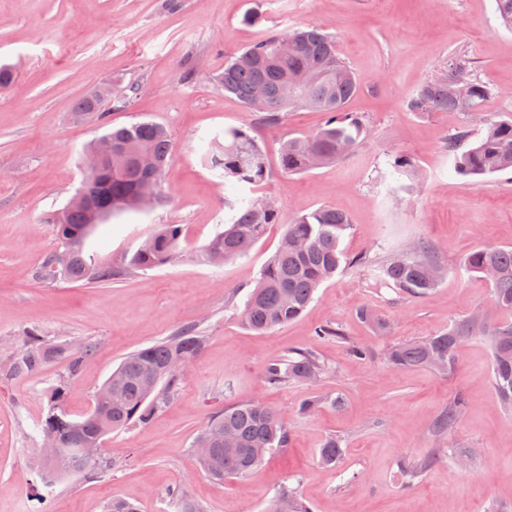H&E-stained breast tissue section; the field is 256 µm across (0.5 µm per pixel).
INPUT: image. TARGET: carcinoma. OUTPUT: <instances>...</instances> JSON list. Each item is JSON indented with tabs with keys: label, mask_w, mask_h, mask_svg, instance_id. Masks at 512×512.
Segmentation results:
<instances>
[{
	"label": "carcinoma",
	"mask_w": 512,
	"mask_h": 512,
	"mask_svg": "<svg viewBox=\"0 0 512 512\" xmlns=\"http://www.w3.org/2000/svg\"><path fill=\"white\" fill-rule=\"evenodd\" d=\"M224 93L235 96L250 112H258L266 123L278 126L288 110L298 105L312 107L327 114L322 128L308 136H290L280 142L279 160L288 173H305L332 164L343 154L354 150L369 135L360 119L344 111L345 103L359 90L357 79L343 61L336 38L318 26H308L286 33H271L261 40L233 53L224 60V71L218 74ZM470 92L469 107L482 110L488 88L470 76V63L457 58L448 70L421 85L408 102L413 112L461 111L456 89ZM139 93L129 84L100 100L93 91L78 98L72 119L78 122L95 118L105 120L110 112L125 109ZM112 139V157L102 161L106 179V198L112 201V213L131 210L128 202L135 196L149 194L154 203L161 201V177L173 150L169 130L153 121L115 126L103 133ZM454 171L464 177L492 176L512 171V120L488 127L481 138L470 140L469 132L458 130L446 142ZM142 151L157 161L156 172L143 170L135 155ZM206 163L216 171L224 184L231 187H253L267 174L265 155L250 127L224 130L223 141H216L204 155ZM231 217L198 251L197 262L219 266L245 255L280 222V212L269 198L254 199L235 195L224 201ZM63 219L55 214L47 222L56 225L58 244H70L73 251L66 266L52 269V254H47L35 276L42 281L96 284L110 282L128 270H148L172 262L180 250L181 229L177 224H163L118 265L97 263L85 256L84 243L89 235L86 209L67 204ZM350 228L348 216L328 207L303 214L285 225L283 238L274 254L261 268L254 288L244 303L242 318L251 331L264 334L278 325L299 318L314 300L317 289L353 263L342 248V240ZM440 267L426 245H418L376 267L375 281L392 286L414 298L427 295L442 280L429 269ZM470 273L484 274L491 268L496 277L489 280L495 308L512 316V247L492 246L475 250L465 262ZM470 338L486 341L491 350L493 386L504 406L512 411V319H476L472 316L455 322L448 331L420 341L395 345L387 352V363L395 369L430 367L446 371L455 361L459 345ZM205 347V337L194 327H185L175 335L142 348L112 371V384L121 388L113 400L107 392L96 399L93 410L81 420H72L61 408L66 383L60 382L49 396V410L39 425L42 438L55 439L67 458L63 467L45 466V484L71 472L93 469L99 461L81 457L79 449L95 444L102 436L132 423H144L158 411L177 390L182 375L172 370L178 361L196 359ZM93 346L78 347L59 343L52 345L31 334L27 344L16 350L0 375L8 378L30 376L58 360L64 361L66 377L75 378ZM325 366L313 350H295L288 357L267 364L265 377L272 386L290 382H312ZM464 400L455 398L436 424L440 434L458 425ZM290 437L284 418L262 403L232 404L213 416L198 434L199 463L210 477L243 479L260 462L250 456L251 449L271 452L288 447ZM342 455L341 441L327 439L320 448V462L336 464ZM179 512H200L180 487L169 492ZM277 512H309L305 502L290 488L278 492L270 501Z\"/></svg>",
	"instance_id": "carcinoma-1"
}]
</instances>
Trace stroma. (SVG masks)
Here are the masks:
<instances>
[{
  "instance_id": "obj_1",
  "label": "stroma",
  "mask_w": 512,
  "mask_h": 512,
  "mask_svg": "<svg viewBox=\"0 0 512 512\" xmlns=\"http://www.w3.org/2000/svg\"><path fill=\"white\" fill-rule=\"evenodd\" d=\"M250 11L261 14L260 25L242 24ZM307 24L335 35L359 83L345 110L371 133L336 164L293 174L279 164L280 139L315 132L325 114L297 107L270 127L214 77L237 50ZM459 55L491 90L482 111H410L417 88ZM188 58L195 63L189 79ZM4 63L18 79L0 89V362L32 332L48 343L94 345L64 399L78 420L129 354L187 325L205 336L206 347L152 419L105 436L99 469L48 489L40 480L37 425L64 366L0 380V512H36L41 491L50 512H101L115 498L136 502L140 512H176L167 492L178 485L203 512H264L274 493L288 487L311 512H485L492 502L512 512V413L491 382L487 343H463L444 373L394 370L386 362L393 345L494 312L488 282L465 272L464 263L480 247L512 246V173L459 176L445 143L457 130L477 138L512 119V29L501 24L495 0H182L175 12L161 0H0ZM109 81L140 87L132 106L112 112V123H161L174 150L162 202L97 226L85 252L118 263L162 224L181 226L185 252L108 284L40 281L35 271L57 246L45 217L80 188L85 153L102 134L97 121L73 122L72 106ZM247 122L268 161L266 181L247 194L274 199L281 221L245 256L202 265L192 253L223 228L224 201L233 195L204 153L224 128ZM398 156L411 169L394 194L386 173ZM320 207L349 217L342 246L354 265L325 282L301 317L255 334L240 318L247 293L284 224ZM421 243L435 248L447 271L422 299L376 284L358 262L366 256L379 264ZM364 307L384 319L386 332L358 318ZM324 325L341 328L344 338L319 337ZM355 345L366 356L353 355ZM309 347L328 366L320 382L268 385V362ZM460 393L466 398L460 423L451 433H435L436 419ZM314 397L320 405L301 413ZM251 402L280 410L288 447L246 478L211 479L196 459L195 437L225 404ZM334 436L343 452L326 467L319 450ZM427 457L433 463L424 476L406 482L403 465Z\"/></svg>"
}]
</instances>
